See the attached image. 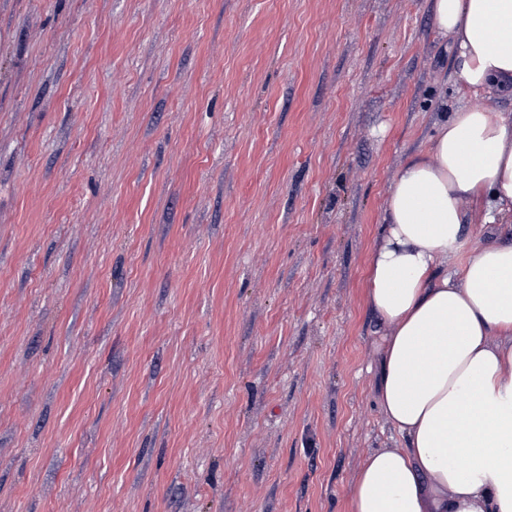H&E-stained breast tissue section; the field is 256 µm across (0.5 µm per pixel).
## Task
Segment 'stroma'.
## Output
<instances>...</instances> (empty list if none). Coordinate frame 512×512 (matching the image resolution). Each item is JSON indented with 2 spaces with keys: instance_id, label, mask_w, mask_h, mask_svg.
<instances>
[{
  "instance_id": "35a3bbf8",
  "label": "stroma",
  "mask_w": 512,
  "mask_h": 512,
  "mask_svg": "<svg viewBox=\"0 0 512 512\" xmlns=\"http://www.w3.org/2000/svg\"><path fill=\"white\" fill-rule=\"evenodd\" d=\"M465 104L432 0H0V512H349L387 192Z\"/></svg>"
}]
</instances>
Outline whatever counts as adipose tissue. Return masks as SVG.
Masks as SVG:
<instances>
[{
    "label": "adipose tissue",
    "instance_id": "ef3b65f1",
    "mask_svg": "<svg viewBox=\"0 0 512 512\" xmlns=\"http://www.w3.org/2000/svg\"><path fill=\"white\" fill-rule=\"evenodd\" d=\"M433 23L466 87L512 88V0H434ZM467 201L487 202L488 223L512 216V115L477 104L388 191L367 303L387 328L374 385L399 440L362 460L350 512H512V241L472 248Z\"/></svg>",
    "mask_w": 512,
    "mask_h": 512
}]
</instances>
